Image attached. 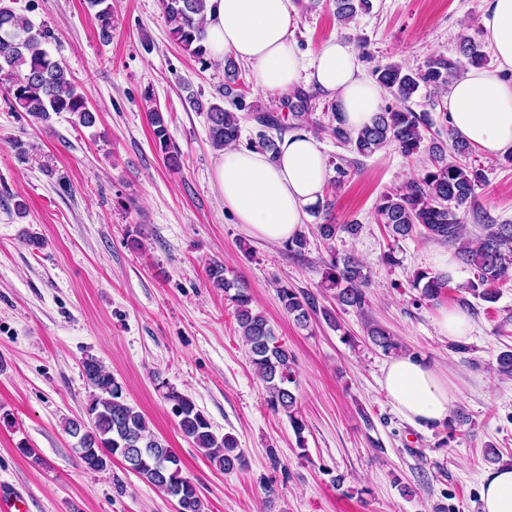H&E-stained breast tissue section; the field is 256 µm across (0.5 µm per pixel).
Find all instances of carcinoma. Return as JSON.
Here are the masks:
<instances>
[{
  "label": "carcinoma",
  "mask_w": 512,
  "mask_h": 512,
  "mask_svg": "<svg viewBox=\"0 0 512 512\" xmlns=\"http://www.w3.org/2000/svg\"><path fill=\"white\" fill-rule=\"evenodd\" d=\"M333 2L336 18L343 24L370 9V0ZM88 5L95 10L100 39L111 41L112 0H88ZM161 5L171 39L191 57L207 61L203 26L205 0H161ZM52 38L49 29L35 28L29 19L7 5L6 0H0V73L8 77L7 94L12 107L42 121L47 120L51 112H68L80 125L90 127L94 125L95 117L88 106V95L72 82L67 69L46 50L45 45ZM459 47L461 56L435 55L417 69L398 64L376 67L372 71L375 82L392 95L397 105L378 112L372 125L351 132L343 126L333 104L331 112L336 125L330 128L332 135L363 157L388 145L406 157L418 154L424 141L423 127L429 125L428 117L424 112H414L406 103L422 87L446 96L451 78L468 65L483 64L485 54L473 38L460 36ZM240 76L241 68L233 60H227V83L222 94L234 99L233 110L216 103L205 108L199 100L190 99L196 109H206L210 143L219 151L240 145L242 116L239 112L245 110L242 94L237 92ZM313 95L312 91L298 89L288 99V111L294 120L303 122ZM253 119L264 129L278 132L287 129L279 113L271 110H256ZM148 121L155 143L165 154L169 166L179 167V151L170 143L163 112L151 108ZM448 137L452 140L454 158H447L439 148L432 151L431 166L422 176L381 197L375 207V221L384 225L395 240L419 233L441 243L456 245L458 259L473 273L467 290L493 302L498 296V285L512 281V224H496L491 219L482 225L480 237L467 238L458 211L474 197L475 187L485 181V176L481 169L467 161L472 153L471 145L456 136L451 128ZM360 229L359 224L317 225L318 234L324 241H331L340 233L354 237ZM208 277L214 287L224 289V294L235 306L239 328L249 346L250 360L265 386L269 409L275 414L286 415L296 436L297 447H305L303 433L307 424L295 394L297 374L292 355L280 343L269 320L252 309V297L247 289L224 276L223 265H210ZM322 283L335 291L334 298L343 307L361 310L367 302V277L353 255L340 256L329 250ZM412 287L420 289V299L433 300L448 287V279L418 270L413 275ZM279 297L296 325L308 327L311 313L316 310L314 299L307 293L289 288L279 289ZM367 336L387 354L400 348L395 336L378 325L369 327ZM83 370L92 388L86 405L89 425L80 420H69L66 430L77 439L74 451L84 468L96 472L105 468L107 461L119 457L131 472L175 500L177 512H202L198 487L183 472L180 458L155 437L144 414L126 402L123 388L112 372L93 357L83 361ZM164 398L173 403L172 412L181 432L191 438L196 447L205 450L206 457L217 469L230 472L244 466L245 458L236 440L230 435L217 436L210 420L191 398L175 391L165 393Z\"/></svg>",
  "instance_id": "obj_1"
}]
</instances>
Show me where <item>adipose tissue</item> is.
I'll return each mask as SVG.
<instances>
[{"mask_svg": "<svg viewBox=\"0 0 512 512\" xmlns=\"http://www.w3.org/2000/svg\"><path fill=\"white\" fill-rule=\"evenodd\" d=\"M204 17L210 56L250 63L255 92L287 95L303 87L336 101L346 128L372 123L381 87L362 77L357 52L344 39L300 53L291 39L294 0H206ZM481 26L497 66L472 67L450 81L448 122L471 146L506 154L512 152V0H491ZM328 178L323 144L310 131L285 135L273 158L257 149H224L213 171L225 212L251 237L273 243L301 232ZM381 386L393 407L418 427L446 424L456 399L447 376L410 356L386 365ZM480 502L481 512H512V467L483 476Z\"/></svg>", "mask_w": 512, "mask_h": 512, "instance_id": "obj_1", "label": "adipose tissue"}]
</instances>
